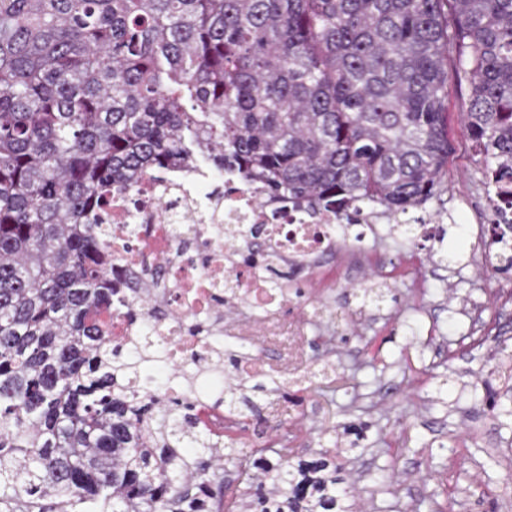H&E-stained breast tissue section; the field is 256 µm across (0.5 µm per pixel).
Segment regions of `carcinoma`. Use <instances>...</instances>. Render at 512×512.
<instances>
[{
	"instance_id": "obj_1",
	"label": "carcinoma",
	"mask_w": 512,
	"mask_h": 512,
	"mask_svg": "<svg viewBox=\"0 0 512 512\" xmlns=\"http://www.w3.org/2000/svg\"><path fill=\"white\" fill-rule=\"evenodd\" d=\"M486 189L512 185V0H0V512H332L276 394L214 348L128 355L112 194L202 157L261 198L394 218L442 191L448 82ZM167 267L135 282L130 320ZM224 412V431L199 410Z\"/></svg>"
}]
</instances>
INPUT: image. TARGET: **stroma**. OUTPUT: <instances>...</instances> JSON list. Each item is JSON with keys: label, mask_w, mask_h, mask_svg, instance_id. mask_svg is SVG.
I'll return each instance as SVG.
<instances>
[{"label": "stroma", "mask_w": 512, "mask_h": 512, "mask_svg": "<svg viewBox=\"0 0 512 512\" xmlns=\"http://www.w3.org/2000/svg\"><path fill=\"white\" fill-rule=\"evenodd\" d=\"M467 92L448 86V138L453 146L440 198L420 210L447 213L434 225L440 240L364 244L385 272L372 286L381 295L338 287L319 299L323 340L315 356L355 371L336 391L332 419L338 447L322 450L316 429L327 406L308 398L298 457L335 467L341 493L337 512H512V469L503 466L507 433L493 444L473 430L483 415L473 398L494 390L499 358L512 356V268L488 255L489 198L465 125ZM392 472L399 494L373 491L369 477Z\"/></svg>", "instance_id": "1"}]
</instances>
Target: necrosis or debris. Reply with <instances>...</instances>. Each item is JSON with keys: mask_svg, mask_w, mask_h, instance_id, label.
Instances as JSON below:
<instances>
[{"mask_svg": "<svg viewBox=\"0 0 512 512\" xmlns=\"http://www.w3.org/2000/svg\"><path fill=\"white\" fill-rule=\"evenodd\" d=\"M341 216L292 208L285 202H265L226 173L205 164L140 186L131 197L112 205V244L118 258L113 276L134 281L151 274L158 260H166L168 275L159 283L158 301L172 311L207 319L222 340L260 333L265 341L288 339L275 369L291 388L315 386L322 369L304 345L310 321L282 319L285 289L275 287L272 271L242 263L252 243L247 229L265 225L262 243L278 264H299L308 273L312 291L321 294L337 284L357 285L373 262L364 247L342 250L336 245ZM234 292L265 306L261 323L225 321L214 303L217 293ZM112 338L132 337L164 346L172 361H180L198 345L183 325L164 321L150 328L130 329L120 301H113L107 321Z\"/></svg>", "mask_w": 512, "mask_h": 512, "instance_id": "1", "label": "necrosis or debris"}]
</instances>
